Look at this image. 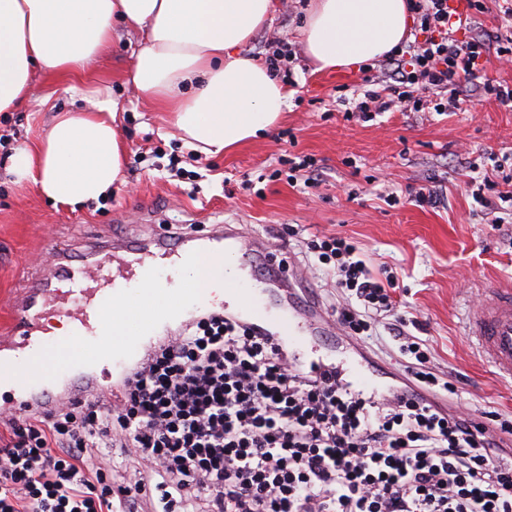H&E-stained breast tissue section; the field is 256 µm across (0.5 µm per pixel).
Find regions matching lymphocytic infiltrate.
<instances>
[{
  "instance_id": "lymphocytic-infiltrate-1",
  "label": "lymphocytic infiltrate",
  "mask_w": 512,
  "mask_h": 512,
  "mask_svg": "<svg viewBox=\"0 0 512 512\" xmlns=\"http://www.w3.org/2000/svg\"><path fill=\"white\" fill-rule=\"evenodd\" d=\"M413 41L395 49L394 79L354 98L363 121L397 108L445 112L471 79L512 106V88L483 79L491 60L512 62V36L464 35L448 0H408ZM477 203L492 223L512 216V191L476 171ZM332 272L339 335L384 327L406 362L404 378L366 395L336 369L304 375L286 349L220 313L189 321L127 382L126 401L73 402L54 414L0 418V512H512V460L461 409L431 399L439 387L425 339L356 243L336 234L306 243ZM138 449L141 471L116 490L100 449Z\"/></svg>"
}]
</instances>
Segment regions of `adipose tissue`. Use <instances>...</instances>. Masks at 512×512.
<instances>
[{
  "mask_svg": "<svg viewBox=\"0 0 512 512\" xmlns=\"http://www.w3.org/2000/svg\"><path fill=\"white\" fill-rule=\"evenodd\" d=\"M272 10L273 0H0V112L25 102L37 69L72 77L69 93L94 105L57 116L37 148L16 151V183L64 206L124 186L111 89L78 80L110 49L116 20L142 34L136 89L201 153L223 154L274 128L288 91L244 50ZM410 20L407 0H311L306 53L320 70L373 62L400 45ZM192 82L195 93L184 95Z\"/></svg>",
  "mask_w": 512,
  "mask_h": 512,
  "instance_id": "obj_1",
  "label": "adipose tissue"
}]
</instances>
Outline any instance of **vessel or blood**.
<instances>
[{"mask_svg":"<svg viewBox=\"0 0 512 512\" xmlns=\"http://www.w3.org/2000/svg\"><path fill=\"white\" fill-rule=\"evenodd\" d=\"M226 256L236 269H251L265 279L277 262V252L267 241L243 243L240 232L230 225L206 235L162 233L146 240L129 234L102 242L82 256L60 247L48 273L15 295L9 318L0 326V384H9L11 406L22 413H46L58 403L89 396L123 404L122 378L152 353L163 336L196 314L220 308L219 303L191 297L187 289L157 278L158 264L181 270L204 257ZM227 291L238 301L236 315L257 332L287 344L305 370L315 369L314 353L336 342L314 299L272 317L267 313L271 295L243 287L236 277L229 278ZM51 312L71 319L77 340L109 335L118 342L109 350L78 351L68 360L67 376H59L44 363L48 343L42 327ZM467 328L482 359L501 378L512 380V290L486 289L467 317ZM346 371L358 387L374 390L380 385L364 360L351 362Z\"/></svg>","mask_w":512,"mask_h":512,"instance_id":"obj_1","label":"vessel or blood"}]
</instances>
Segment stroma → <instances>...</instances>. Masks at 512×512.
<instances>
[{
	"instance_id": "1",
	"label": "stroma",
	"mask_w": 512,
	"mask_h": 512,
	"mask_svg": "<svg viewBox=\"0 0 512 512\" xmlns=\"http://www.w3.org/2000/svg\"><path fill=\"white\" fill-rule=\"evenodd\" d=\"M267 23L246 50L261 57L268 38H285L298 56L296 87L279 125L265 136L219 157L198 155L197 181L176 176L171 159L191 152L167 113L157 111L127 79L141 41L139 31L112 24V46L86 72L87 82L108 84L119 106L125 142L126 186L99 201L57 206L18 185L9 172L15 149L39 142L56 114L91 110L72 96L65 79L36 73L30 95L0 115V321L17 290L43 275L58 246L89 251L86 233L119 235L127 226L150 237L170 224L208 233L214 225L268 237L292 225L353 237L373 271L389 267L399 299L418 321L434 372L455 388L448 406L470 412L497 429L512 421V381L500 379L466 334L465 321L482 288L512 287V222L490 224L463 184L469 166L492 169L493 157L512 166V108L471 85L455 112L389 111L369 122L347 113L340 100L363 89L361 67L315 70L303 42L305 0H274ZM315 158L319 187L291 186L282 159ZM254 181L253 190L225 197L224 183ZM442 187L437 205L410 202L408 192L428 180Z\"/></svg>"
}]
</instances>
